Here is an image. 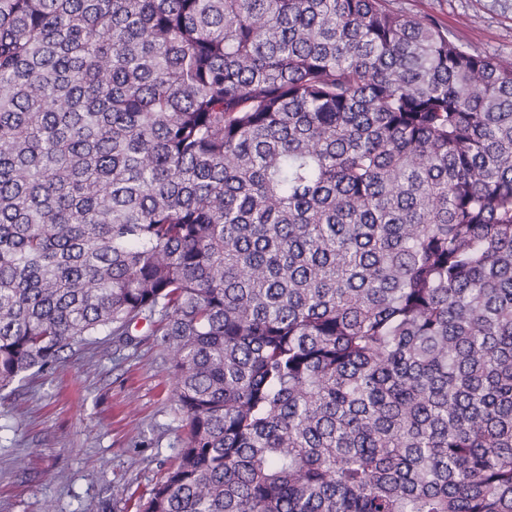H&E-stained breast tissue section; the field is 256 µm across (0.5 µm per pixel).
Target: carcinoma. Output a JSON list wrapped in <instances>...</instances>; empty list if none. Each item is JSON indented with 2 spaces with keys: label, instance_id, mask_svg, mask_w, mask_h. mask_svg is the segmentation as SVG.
<instances>
[{
  "label": "carcinoma",
  "instance_id": "obj_1",
  "mask_svg": "<svg viewBox=\"0 0 512 512\" xmlns=\"http://www.w3.org/2000/svg\"><path fill=\"white\" fill-rule=\"evenodd\" d=\"M385 0H0V390L158 316L138 512H512V59Z\"/></svg>",
  "mask_w": 512,
  "mask_h": 512
}]
</instances>
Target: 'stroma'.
<instances>
[{"label": "stroma", "mask_w": 512, "mask_h": 512, "mask_svg": "<svg viewBox=\"0 0 512 512\" xmlns=\"http://www.w3.org/2000/svg\"><path fill=\"white\" fill-rule=\"evenodd\" d=\"M484 54L512 58V0H388ZM102 334L59 368L0 390V512H132L173 463L184 434L157 336Z\"/></svg>", "instance_id": "stroma-1"}]
</instances>
